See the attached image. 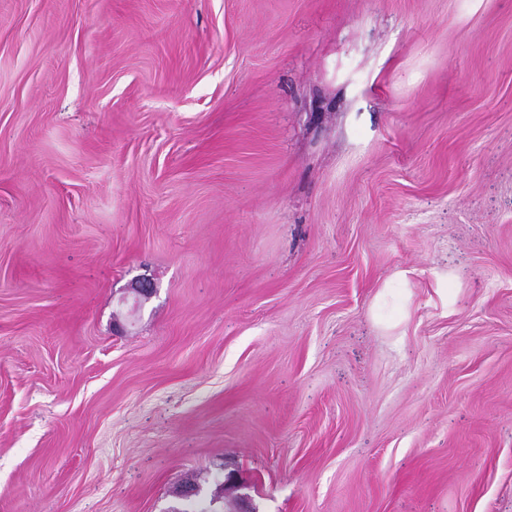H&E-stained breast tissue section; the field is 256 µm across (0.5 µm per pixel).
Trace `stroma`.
<instances>
[{
	"instance_id": "obj_1",
	"label": "stroma",
	"mask_w": 512,
	"mask_h": 512,
	"mask_svg": "<svg viewBox=\"0 0 512 512\" xmlns=\"http://www.w3.org/2000/svg\"><path fill=\"white\" fill-rule=\"evenodd\" d=\"M220 466L512 512V0H0V512Z\"/></svg>"
}]
</instances>
